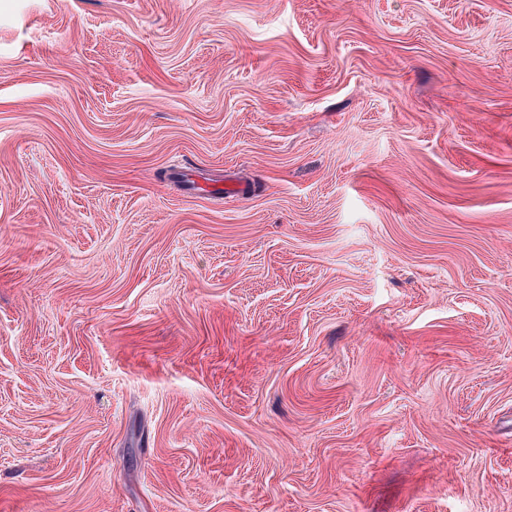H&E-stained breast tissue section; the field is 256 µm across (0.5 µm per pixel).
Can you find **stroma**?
<instances>
[{"mask_svg":"<svg viewBox=\"0 0 512 512\" xmlns=\"http://www.w3.org/2000/svg\"><path fill=\"white\" fill-rule=\"evenodd\" d=\"M0 512H512V0H0Z\"/></svg>","mask_w":512,"mask_h":512,"instance_id":"35a3bbf8","label":"stroma"}]
</instances>
